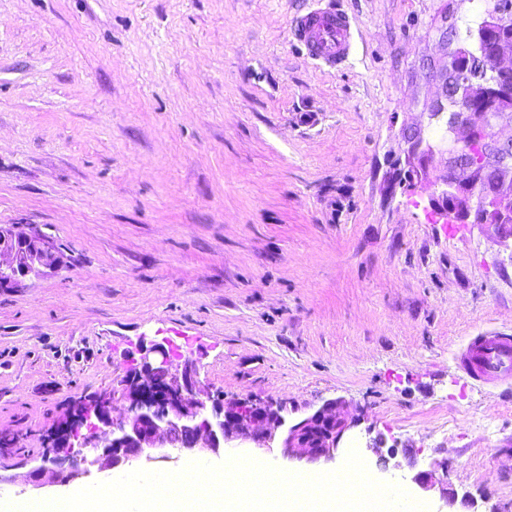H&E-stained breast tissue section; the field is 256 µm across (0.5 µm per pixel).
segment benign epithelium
I'll list each match as a JSON object with an SVG mask.
<instances>
[{"label":"benign epithelium","mask_w":512,"mask_h":512,"mask_svg":"<svg viewBox=\"0 0 512 512\" xmlns=\"http://www.w3.org/2000/svg\"><path fill=\"white\" fill-rule=\"evenodd\" d=\"M511 20L512 0H491L478 41L462 44L456 25H446L442 44L447 64L429 117L442 115L450 101L463 104L448 126L447 167L443 174L430 176L427 159L432 148L422 129H410L401 183L411 187L431 179L444 186L433 195L431 210L446 224L494 225L512 237V139L502 140L496 132L502 119H512V66L501 65L502 58L512 57V31L506 30ZM61 263L60 252L43 236L25 232L16 240L0 231V287L19 288L29 274L53 271ZM128 362L112 391L95 397L88 433L75 436L73 415L62 423L54 435L55 447L29 470L32 487H43L46 461L53 465L50 482L68 485L88 473L87 463L122 471L134 460L167 459L171 450L218 456L236 440L270 449L278 439L283 456L314 465L335 459L344 436L356 426L355 417L336 400L290 422L282 407L271 401L231 406L214 401L209 406L198 397L197 363L176 354L170 344L142 340ZM115 403L125 406L119 421L112 417ZM102 426L108 431L99 432ZM78 438L76 451L73 441ZM83 448L92 449V460L82 455ZM412 482L424 492L439 490L447 504L455 500L433 468L416 472Z\"/></svg>","instance_id":"benign-epithelium-1"}]
</instances>
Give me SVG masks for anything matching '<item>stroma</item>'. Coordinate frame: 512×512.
Returning a JSON list of instances; mask_svg holds the SVG:
<instances>
[{
	"label": "stroma",
	"mask_w": 512,
	"mask_h": 512,
	"mask_svg": "<svg viewBox=\"0 0 512 512\" xmlns=\"http://www.w3.org/2000/svg\"><path fill=\"white\" fill-rule=\"evenodd\" d=\"M313 0H0V225L64 249L56 272L0 290V500L72 494L115 472L33 489L77 399L111 391L140 340L196 360L203 397L272 399L359 419L376 480L431 512L415 470L447 462L478 512H512V397L452 361L477 332L512 333V244L445 232L433 186L402 187L403 132L430 120L446 59L487 0H335L349 66L290 35ZM397 449V466L378 455ZM241 454L291 473L279 448Z\"/></svg>",
	"instance_id": "1"
}]
</instances>
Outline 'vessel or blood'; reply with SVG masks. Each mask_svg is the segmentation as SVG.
<instances>
[{
  "instance_id": "obj_1",
  "label": "vessel or blood",
  "mask_w": 512,
  "mask_h": 512,
  "mask_svg": "<svg viewBox=\"0 0 512 512\" xmlns=\"http://www.w3.org/2000/svg\"><path fill=\"white\" fill-rule=\"evenodd\" d=\"M290 34L311 60L331 68L348 62L355 43L351 19L330 5L297 16ZM458 365L470 379L484 384L512 378V335L491 331L471 337L458 356Z\"/></svg>"
}]
</instances>
